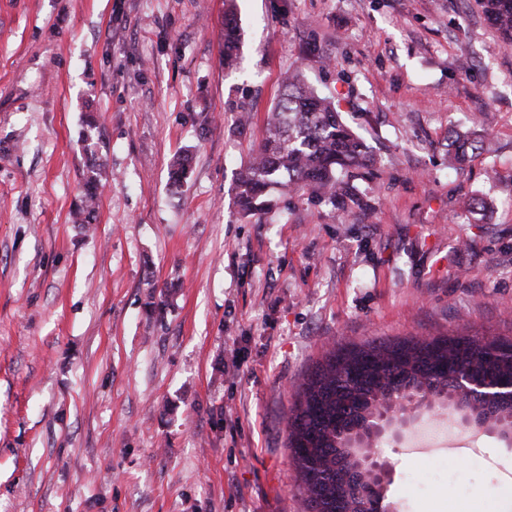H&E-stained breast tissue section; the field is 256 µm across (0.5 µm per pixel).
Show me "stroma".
Wrapping results in <instances>:
<instances>
[{
    "label": "stroma",
    "mask_w": 512,
    "mask_h": 512,
    "mask_svg": "<svg viewBox=\"0 0 512 512\" xmlns=\"http://www.w3.org/2000/svg\"><path fill=\"white\" fill-rule=\"evenodd\" d=\"M235 3L229 71L224 0H0V512H302L287 420L326 349L512 339V46L476 0ZM299 67L376 162L243 215ZM452 129L489 151L449 166ZM382 451L392 512H504L498 433ZM240 34L233 12V5L228 4L224 12V66L231 68L237 60ZM98 170L97 166L92 164L85 172L84 180L86 192L84 194V205L74 214L75 224H92L95 214L97 195L101 187Z\"/></svg>",
    "instance_id": "stroma-1"
}]
</instances>
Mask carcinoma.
<instances>
[{"instance_id": "carcinoma-1", "label": "carcinoma", "mask_w": 512, "mask_h": 512, "mask_svg": "<svg viewBox=\"0 0 512 512\" xmlns=\"http://www.w3.org/2000/svg\"><path fill=\"white\" fill-rule=\"evenodd\" d=\"M482 12L512 46V0H477ZM240 34L228 5L224 12V66L237 60ZM475 132H448V157L460 161L486 150ZM374 162L365 141L343 121L332 102L308 86L300 74L289 75L268 120L267 136L240 178L238 206L245 215L270 211V192L283 188L332 203L351 190L354 170ZM189 173V158L170 166L172 184L180 187ZM84 205L74 223L94 219L101 187L96 165L84 175ZM460 372L478 381L512 382V340L476 339L439 334L427 340H366L329 349L300 384L288 417L287 447L299 473L302 512H361L368 477L348 444L368 416L392 406L393 398L423 387L449 386ZM487 424L505 432L512 419V393L476 404Z\"/></svg>"}]
</instances>
